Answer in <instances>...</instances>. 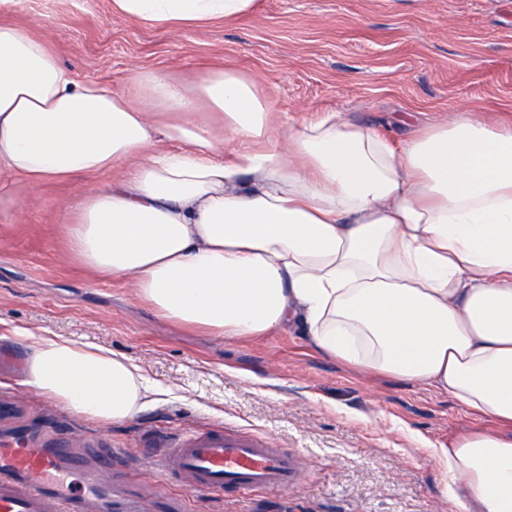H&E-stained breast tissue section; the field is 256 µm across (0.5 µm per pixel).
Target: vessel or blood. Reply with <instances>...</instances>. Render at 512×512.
<instances>
[{
    "label": "vessel or blood",
    "mask_w": 512,
    "mask_h": 512,
    "mask_svg": "<svg viewBox=\"0 0 512 512\" xmlns=\"http://www.w3.org/2000/svg\"><path fill=\"white\" fill-rule=\"evenodd\" d=\"M154 456L189 489L216 495L285 490L301 470L294 455L230 428L159 440ZM80 466L65 448H33L23 438L1 447L0 512H86L85 494L59 482Z\"/></svg>",
    "instance_id": "b4317fda"
}]
</instances>
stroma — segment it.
Here are the masks:
<instances>
[{"label": "stroma", "mask_w": 512, "mask_h": 512, "mask_svg": "<svg viewBox=\"0 0 512 512\" xmlns=\"http://www.w3.org/2000/svg\"><path fill=\"white\" fill-rule=\"evenodd\" d=\"M0 20L37 25L79 79L126 88L135 69L187 87L230 62L275 111L300 120L335 109L401 140L463 109L512 123V0H256L244 17L156 28L113 15L110 0H0ZM111 175L11 181L0 199V441H67L97 468L124 455L112 508L144 512H452L430 448L492 421L455 400L335 361L300 330L231 340L160 318L117 276L69 257L66 204ZM89 340L166 388L123 423L77 416L24 383L25 333ZM232 428L303 466L285 491L220 497L170 479L147 440Z\"/></svg>", "instance_id": "obj_1"}]
</instances>
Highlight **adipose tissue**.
I'll use <instances>...</instances> for the list:
<instances>
[{
	"instance_id": "adipose-tissue-1",
	"label": "adipose tissue",
	"mask_w": 512,
	"mask_h": 512,
	"mask_svg": "<svg viewBox=\"0 0 512 512\" xmlns=\"http://www.w3.org/2000/svg\"><path fill=\"white\" fill-rule=\"evenodd\" d=\"M254 4L112 12L201 28ZM130 84L80 80L35 28L0 22V174L33 190L112 174L70 201V251L165 320L227 338L296 326L324 355L499 422L430 454L453 512H512V125L464 112L397 143L336 111L293 121L231 65L190 89L155 69ZM25 348L27 385L89 420L164 393L95 343L31 333Z\"/></svg>"
}]
</instances>
